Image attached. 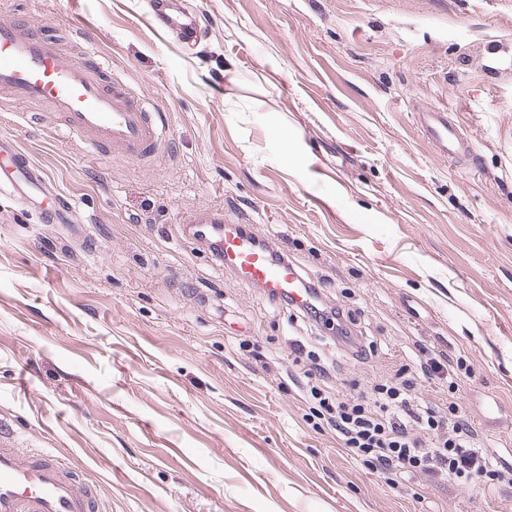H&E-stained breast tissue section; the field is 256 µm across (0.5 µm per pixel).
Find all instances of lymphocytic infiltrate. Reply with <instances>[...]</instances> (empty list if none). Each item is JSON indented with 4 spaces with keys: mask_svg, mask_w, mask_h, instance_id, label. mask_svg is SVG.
I'll list each match as a JSON object with an SVG mask.
<instances>
[{
    "mask_svg": "<svg viewBox=\"0 0 512 512\" xmlns=\"http://www.w3.org/2000/svg\"><path fill=\"white\" fill-rule=\"evenodd\" d=\"M414 382L376 384L372 399L310 386L322 418L348 454L396 484L414 476L448 481L500 479L456 402L439 408L419 399Z\"/></svg>",
    "mask_w": 512,
    "mask_h": 512,
    "instance_id": "lymphocytic-infiltrate-1",
    "label": "lymphocytic infiltrate"
}]
</instances>
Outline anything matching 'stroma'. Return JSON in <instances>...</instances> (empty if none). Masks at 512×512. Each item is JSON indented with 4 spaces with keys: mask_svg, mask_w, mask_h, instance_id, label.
Wrapping results in <instances>:
<instances>
[{
    "mask_svg": "<svg viewBox=\"0 0 512 512\" xmlns=\"http://www.w3.org/2000/svg\"><path fill=\"white\" fill-rule=\"evenodd\" d=\"M194 49L151 0H0L74 55L97 32L102 80L166 117L148 166L90 156L48 103L0 92L13 139L75 203L72 223L0 202V417L56 453L101 512H512V483H383L313 428L297 379L363 394L403 365L456 402L512 469V0H177ZM447 113L464 153L413 120ZM40 115L27 122L25 112ZM221 208L282 249L338 307L366 358L261 297L186 235ZM151 20L158 29L175 35L183 44L197 46L201 41L200 30L193 17L180 11L170 0H155Z\"/></svg>",
    "mask_w": 512,
    "mask_h": 512,
    "instance_id": "1",
    "label": "stroma"
}]
</instances>
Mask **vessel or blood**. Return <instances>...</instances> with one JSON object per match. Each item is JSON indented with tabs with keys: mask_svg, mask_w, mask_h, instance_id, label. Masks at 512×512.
<instances>
[{
	"mask_svg": "<svg viewBox=\"0 0 512 512\" xmlns=\"http://www.w3.org/2000/svg\"><path fill=\"white\" fill-rule=\"evenodd\" d=\"M151 20L179 42L195 46L200 30L191 15L173 0H155ZM87 49L75 59L51 40L43 29L23 17L0 22V91L15 100L52 104L70 136L86 140L93 154L114 155L146 163L166 142L162 115L148 111L143 101L120 82L103 84L92 32H85ZM417 122L433 147L457 154L462 140L444 112L421 111ZM44 170L6 137H0V195L39 210L45 224H68L74 207L65 196L41 205L49 194ZM182 221L210 240L214 257L241 281L260 288L267 299L286 301L297 308L312 307L316 295L301 269L276 254L255 234L221 210L185 212ZM97 492L80 482L60 458L40 449L18 448L12 430L0 427V512H98Z\"/></svg>",
	"mask_w": 512,
	"mask_h": 512,
	"instance_id": "obj_1",
	"label": "vessel or blood"
}]
</instances>
